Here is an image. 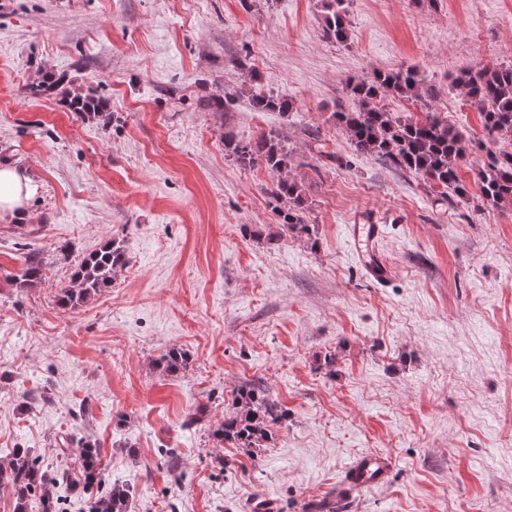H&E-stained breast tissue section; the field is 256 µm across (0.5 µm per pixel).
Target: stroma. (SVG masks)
<instances>
[{"label": "stroma", "mask_w": 512, "mask_h": 512, "mask_svg": "<svg viewBox=\"0 0 512 512\" xmlns=\"http://www.w3.org/2000/svg\"><path fill=\"white\" fill-rule=\"evenodd\" d=\"M345 7L339 44L323 0H0V160L34 185L30 223H0V462L29 448L74 476L59 436L95 441L130 512H512V208L483 204L474 160L468 203L438 201L331 117L349 78L413 66L434 111L485 139L453 79L512 62V0ZM255 77L290 112L253 111ZM228 132L287 135L308 232L281 231L275 174L226 159ZM370 220L381 286L347 234ZM112 238L129 256L112 287L58 308ZM30 252L43 276L14 288ZM175 346L190 366L163 375ZM247 384L288 411L258 453L209 435ZM366 454L389 475L344 498Z\"/></svg>", "instance_id": "35a3bbf8"}]
</instances>
